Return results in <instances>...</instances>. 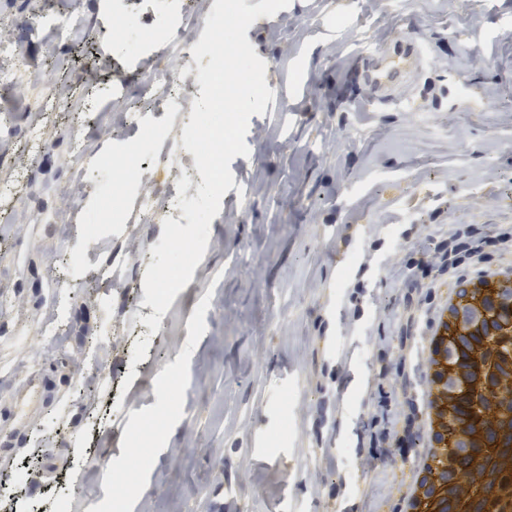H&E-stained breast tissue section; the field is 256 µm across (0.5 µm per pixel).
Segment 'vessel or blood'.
<instances>
[{
    "label": "vessel or blood",
    "instance_id": "vessel-or-blood-1",
    "mask_svg": "<svg viewBox=\"0 0 512 512\" xmlns=\"http://www.w3.org/2000/svg\"><path fill=\"white\" fill-rule=\"evenodd\" d=\"M424 62V50L412 35L398 33L371 54L355 73L356 86L365 90L364 99L376 104L399 96L413 72Z\"/></svg>",
    "mask_w": 512,
    "mask_h": 512
}]
</instances>
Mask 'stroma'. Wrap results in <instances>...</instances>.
Segmentation results:
<instances>
[{"instance_id":"35a3bbf8","label":"stroma","mask_w":512,"mask_h":512,"mask_svg":"<svg viewBox=\"0 0 512 512\" xmlns=\"http://www.w3.org/2000/svg\"><path fill=\"white\" fill-rule=\"evenodd\" d=\"M78 9L84 27L29 34V0H0V27L27 30L16 46L29 77L47 80L59 106L40 112L17 96L0 119V173L23 159L32 127L47 149L35 181L0 195V213L24 199L45 213L26 232L0 220V484L26 506L61 494L66 512H403L424 441L418 414L430 381L411 356L441 300L480 267L512 269V0H292L287 15L259 17L247 39L266 64L280 103L251 116L248 156L230 163L247 198L228 192L190 282L158 330L145 323L144 276L163 214L142 218L135 192L176 191L179 166L147 156L135 192L125 190L121 142L81 195H62L80 162L71 126L109 124L111 85L130 102L161 48H134L160 0H127L137 27L113 17L112 0H50ZM430 55L394 101L368 106L355 93L357 54L399 30ZM121 208H102L100 193ZM492 240L482 266L465 262L439 287L417 270L419 235L464 226ZM69 256L62 341L47 349L37 328L55 304L51 264ZM112 262L118 286L86 281L89 263ZM97 349L111 375L92 399L76 387ZM180 366L204 387L168 376ZM54 383L53 401L13 415L33 377ZM395 414L388 455L371 442L374 411ZM53 432L42 433L46 418ZM266 445L254 447L258 432ZM36 462L39 479L15 483ZM139 483L128 498L115 473Z\"/></svg>"}]
</instances>
